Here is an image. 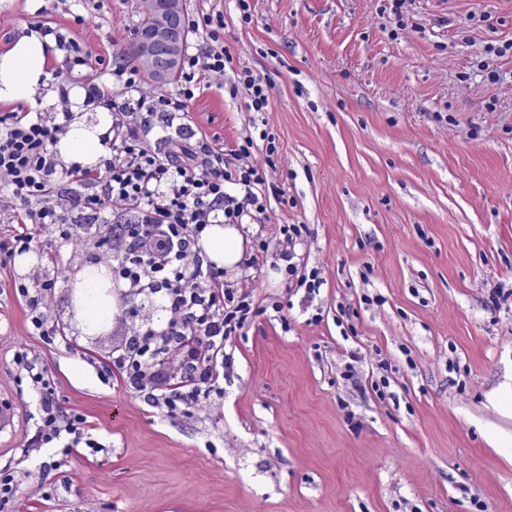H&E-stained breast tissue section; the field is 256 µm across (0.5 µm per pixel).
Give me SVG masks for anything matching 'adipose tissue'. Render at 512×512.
<instances>
[{"instance_id":"adipose-tissue-1","label":"adipose tissue","mask_w":512,"mask_h":512,"mask_svg":"<svg viewBox=\"0 0 512 512\" xmlns=\"http://www.w3.org/2000/svg\"><path fill=\"white\" fill-rule=\"evenodd\" d=\"M54 45V36L33 31L0 54V101L29 100L39 85L45 84ZM69 100L74 117L65 132L59 134L55 149L66 164L96 165L108 153L104 140L112 135V115H84L86 91L81 86L70 87ZM198 245L205 261L230 274L239 272L247 249L246 239L234 224L207 225ZM119 303L120 291L108 267L90 261L76 272L71 305L82 335L108 331L119 313Z\"/></svg>"}]
</instances>
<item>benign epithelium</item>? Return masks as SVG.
I'll use <instances>...</instances> for the list:
<instances>
[{"label": "benign epithelium", "instance_id": "obj_1", "mask_svg": "<svg viewBox=\"0 0 512 512\" xmlns=\"http://www.w3.org/2000/svg\"><path fill=\"white\" fill-rule=\"evenodd\" d=\"M151 22L139 34L136 48L140 66L162 84L180 61L187 36L184 0H152Z\"/></svg>", "mask_w": 512, "mask_h": 512}]
</instances>
